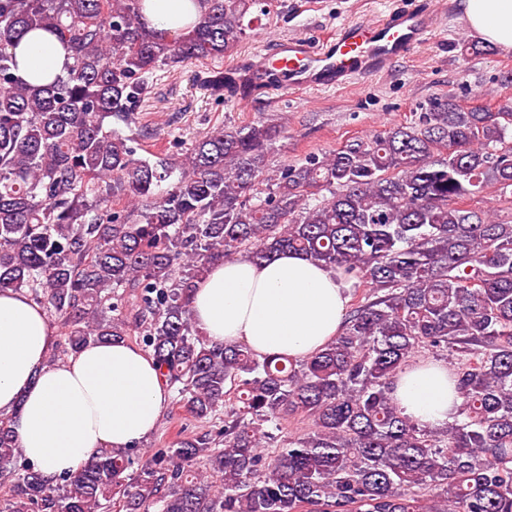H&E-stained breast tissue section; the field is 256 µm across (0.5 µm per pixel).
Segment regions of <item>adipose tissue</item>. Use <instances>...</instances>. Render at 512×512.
Masks as SVG:
<instances>
[{
    "mask_svg": "<svg viewBox=\"0 0 512 512\" xmlns=\"http://www.w3.org/2000/svg\"><path fill=\"white\" fill-rule=\"evenodd\" d=\"M471 33L512 50V0H460ZM201 13L198 0H144L149 26L182 32ZM20 80L46 84L66 72L68 52L52 34H25L12 50ZM348 297L338 275L305 255L236 257L211 266L195 285L196 328L216 343L246 344L256 355L304 360L340 335ZM57 324L22 291L0 292V414L26 462L56 486L105 448L145 442L167 405L168 387L153 357L125 341L88 344L50 362ZM446 364L411 362L392 397L420 425L451 421L461 399Z\"/></svg>",
    "mask_w": 512,
    "mask_h": 512,
    "instance_id": "adipose-tissue-1",
    "label": "adipose tissue"
}]
</instances>
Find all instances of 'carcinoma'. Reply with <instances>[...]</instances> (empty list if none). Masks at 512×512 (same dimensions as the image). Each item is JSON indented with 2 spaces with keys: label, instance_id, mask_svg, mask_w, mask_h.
<instances>
[{
  "label": "carcinoma",
  "instance_id": "cac0c4a2",
  "mask_svg": "<svg viewBox=\"0 0 512 512\" xmlns=\"http://www.w3.org/2000/svg\"><path fill=\"white\" fill-rule=\"evenodd\" d=\"M201 4L168 36L143 0H0V291L26 292L72 353L137 333L191 417L224 413L145 463L105 448L54 487L12 471L0 415V512H512V222L464 206L512 191V106L439 102L276 174L264 120L195 140L178 168L138 158L110 124L131 123L149 75L246 37V0ZM35 30L73 59L50 85L13 73L9 48ZM282 250L370 287L340 336L301 362L210 342L194 283ZM423 350L454 357L462 403L442 427L391 398ZM296 414L310 432H283Z\"/></svg>",
  "mask_w": 512,
  "mask_h": 512
}]
</instances>
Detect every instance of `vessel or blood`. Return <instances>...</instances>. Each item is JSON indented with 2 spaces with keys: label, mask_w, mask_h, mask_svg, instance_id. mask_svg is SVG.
I'll return each instance as SVG.
<instances>
[{
  "label": "vessel or blood",
  "mask_w": 512,
  "mask_h": 512,
  "mask_svg": "<svg viewBox=\"0 0 512 512\" xmlns=\"http://www.w3.org/2000/svg\"><path fill=\"white\" fill-rule=\"evenodd\" d=\"M434 28L425 0L389 13L382 20L353 22L336 34L313 42L296 36L279 41L247 67L225 69L226 91L243 100L248 88L278 91L342 88L360 78L386 73L392 64L423 44Z\"/></svg>",
  "instance_id": "obj_1"
}]
</instances>
